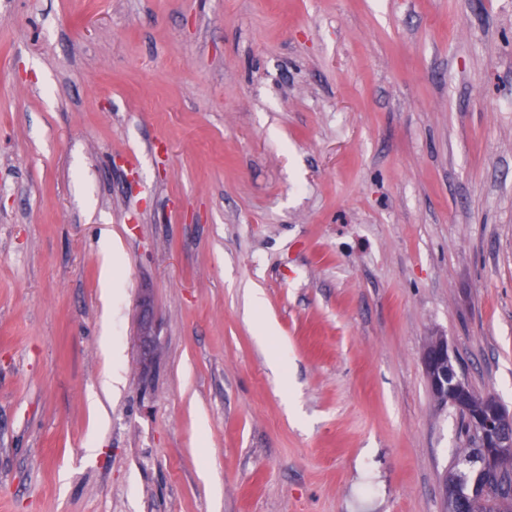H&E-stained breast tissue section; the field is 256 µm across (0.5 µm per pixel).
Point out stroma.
Instances as JSON below:
<instances>
[{
	"instance_id": "35a3bbf8",
	"label": "stroma",
	"mask_w": 512,
	"mask_h": 512,
	"mask_svg": "<svg viewBox=\"0 0 512 512\" xmlns=\"http://www.w3.org/2000/svg\"><path fill=\"white\" fill-rule=\"evenodd\" d=\"M433 336L512 411V0H0V512H448ZM143 315L141 319L140 333L138 336V348L140 356L150 357L155 346L158 345L159 337L158 329L155 321L146 310L145 304L142 305Z\"/></svg>"
}]
</instances>
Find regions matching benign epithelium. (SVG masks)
<instances>
[{
	"label": "benign epithelium",
	"mask_w": 512,
	"mask_h": 512,
	"mask_svg": "<svg viewBox=\"0 0 512 512\" xmlns=\"http://www.w3.org/2000/svg\"><path fill=\"white\" fill-rule=\"evenodd\" d=\"M159 336L155 321L143 311L138 348L140 355L150 357ZM422 366L431 395L438 406L455 409L472 428L481 434V452L463 462V468L483 469L497 467L503 455L512 453V413L492 394L477 395L456 367L448 350L445 336L431 338L422 355ZM464 473L448 476L446 491L448 512H470L469 499L463 497L458 485Z\"/></svg>",
	"instance_id": "obj_1"
}]
</instances>
